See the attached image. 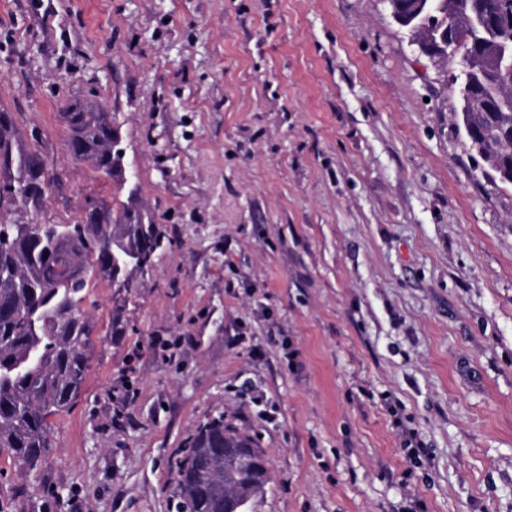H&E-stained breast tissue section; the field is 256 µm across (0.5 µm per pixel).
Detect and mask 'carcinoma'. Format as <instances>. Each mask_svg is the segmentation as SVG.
<instances>
[{
	"label": "carcinoma",
	"mask_w": 512,
	"mask_h": 512,
	"mask_svg": "<svg viewBox=\"0 0 512 512\" xmlns=\"http://www.w3.org/2000/svg\"><path fill=\"white\" fill-rule=\"evenodd\" d=\"M396 21L434 42L448 30V54L455 45H479L477 53L452 66L448 90L460 103L469 150L512 185V70L491 65V58L512 43L482 25L494 11L512 17V0H408ZM458 21L445 28L439 14ZM68 144L85 147V162L105 177L125 184L121 134L107 113L92 106H70L64 113ZM53 181L43 158L17 146L14 121L0 112V216H34L43 207L39 188ZM82 216L64 224H41L38 240L25 225L0 220V451L35 467L52 444L51 418L69 410L84 385L92 358L97 321L83 310L89 280L82 271H98L114 282L109 336L126 324L130 277L150 266L165 247L161 217L125 206L115 210L87 199ZM144 260L145 265L137 264ZM253 451L260 466L243 472L224 461V449ZM174 494L183 512H224V505L249 503L269 482L266 461L256 439L220 414L201 423L174 462Z\"/></svg>",
	"instance_id": "obj_1"
}]
</instances>
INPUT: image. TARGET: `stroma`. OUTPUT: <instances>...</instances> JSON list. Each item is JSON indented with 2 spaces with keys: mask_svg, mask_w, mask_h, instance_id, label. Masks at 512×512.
<instances>
[{
  "mask_svg": "<svg viewBox=\"0 0 512 512\" xmlns=\"http://www.w3.org/2000/svg\"><path fill=\"white\" fill-rule=\"evenodd\" d=\"M440 63L387 0H0V112L55 185L162 218L77 403L0 512H177L205 418L253 435L248 512H512V187L474 166ZM109 112L131 188L68 153ZM416 432L426 450L410 459Z\"/></svg>",
  "mask_w": 512,
  "mask_h": 512,
  "instance_id": "stroma-1",
  "label": "stroma"
}]
</instances>
